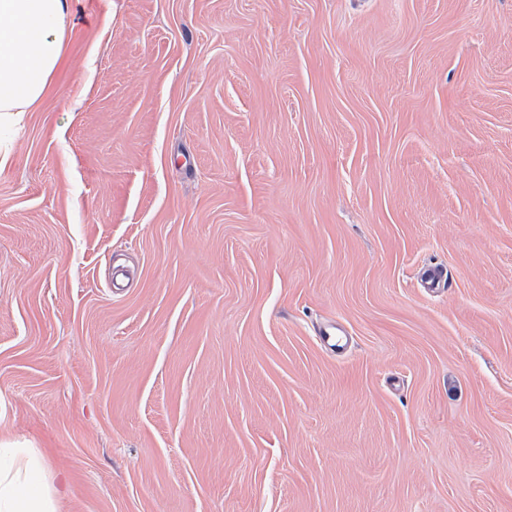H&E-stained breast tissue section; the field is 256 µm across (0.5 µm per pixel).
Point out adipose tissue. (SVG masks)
Segmentation results:
<instances>
[{"mask_svg":"<svg viewBox=\"0 0 512 512\" xmlns=\"http://www.w3.org/2000/svg\"><path fill=\"white\" fill-rule=\"evenodd\" d=\"M69 0H0V112L39 101L63 57ZM34 448L0 444V512H56L58 491Z\"/></svg>","mask_w":512,"mask_h":512,"instance_id":"1","label":"adipose tissue"}]
</instances>
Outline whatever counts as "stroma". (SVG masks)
Wrapping results in <instances>:
<instances>
[{"mask_svg": "<svg viewBox=\"0 0 512 512\" xmlns=\"http://www.w3.org/2000/svg\"><path fill=\"white\" fill-rule=\"evenodd\" d=\"M64 27L0 116V440L58 512H512V0Z\"/></svg>", "mask_w": 512, "mask_h": 512, "instance_id": "stroma-1", "label": "stroma"}]
</instances>
